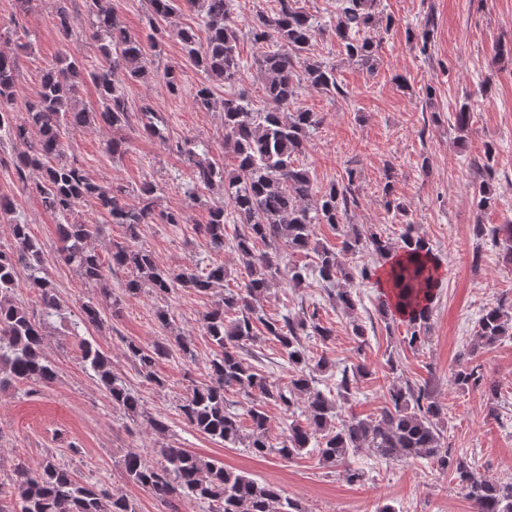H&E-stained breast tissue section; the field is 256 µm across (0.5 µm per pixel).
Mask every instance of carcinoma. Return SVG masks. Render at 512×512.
Segmentation results:
<instances>
[{
  "label": "carcinoma",
  "mask_w": 512,
  "mask_h": 512,
  "mask_svg": "<svg viewBox=\"0 0 512 512\" xmlns=\"http://www.w3.org/2000/svg\"><path fill=\"white\" fill-rule=\"evenodd\" d=\"M52 15L55 29L63 38L73 30L72 13L67 0H57ZM200 8L206 29L200 42L191 27L173 26L178 11L176 0H147L149 23L153 31L171 33L183 52L211 82L233 85L239 80L241 59L238 37L229 24L234 0H188ZM271 14L256 15L252 28L256 42L271 45L260 54L256 64L263 74L262 91L266 109L257 110L247 91L240 89L220 101L213 99L206 85L196 90L194 102L203 109L219 108L224 115V143L230 145L235 168L224 167L208 157L194 139L185 138L170 145L160 120L148 104L140 107L136 124L125 94L129 82H147L155 73L140 37L130 33L112 7V0H84L85 37L102 59L88 71L81 61L67 53L55 58L42 71L36 95L18 103V80L22 53L28 44L18 31L0 32V39L16 36V47L0 51V147L9 141L22 150L9 157L0 155V167L11 166L23 188L40 199L46 210L64 220L58 225L61 253L86 287L101 285L106 267L90 240L100 234V226L70 221L77 205L95 201L111 217L112 223L125 228V241L112 244L111 268L130 269L132 277L121 283L122 295L136 298L145 292L167 296L178 290L208 295L224 285L227 276L222 264L204 269L186 265L178 270L161 269L152 251L139 245L140 228L154 219L163 224H183L181 212L158 210V188L145 181L139 188L138 203L131 205L128 190L120 184L103 185L92 180L77 158L68 154L64 141L67 130L103 126L112 131L138 130L166 149H175L191 169L197 189L217 191L221 198L209 208L208 220L195 227L215 251L224 250V204L229 203L237 223L247 231L233 237L232 247L243 265L242 282L234 290L225 289L203 315V329L215 347L208 380L196 382L191 373L186 396L179 411L188 424L208 438L226 446L241 445L257 456L275 454L291 460L310 444L316 445L319 462L327 467L341 464L353 451L365 446L386 461L425 458L448 470L473 502L476 512H512V482H491L475 474V459L453 456L441 447L437 424L444 408L436 402L428 386L410 383L391 385L379 417L364 419L355 415L335 421L336 401L314 387L315 373L325 370L324 357L311 359L303 339L315 336L327 341L331 327L322 323L318 310L300 317L280 319L266 316L259 307L261 298L282 278L290 288H300L309 272L338 290L332 299L344 312L353 314L358 299L354 281L378 278L379 268L401 261L392 270L398 303L384 302L378 314L384 320L401 314L406 323L404 342L412 347L430 330L433 314L437 266L429 242L413 231L406 220L403 202L389 198L385 207L393 218L403 220L405 229L395 241L378 231H365L347 222L350 206L356 204V170H346V179L317 190L309 171L296 164L311 134L322 117L296 102L301 83L325 92H342L336 69L309 56L310 46L319 33L317 22L298 6V0H277ZM341 9L334 33L350 59L369 62L379 44L370 31L379 23L377 0H340ZM160 79L169 93L182 91L181 74L166 69ZM91 82L98 95V108L83 107L77 97L80 87ZM478 210L495 204L485 181L474 187ZM13 204L0 198V221L12 228V243L0 246V390L14 383L45 386L56 370L44 350L45 318L58 312L54 283L42 275L43 250L30 226L15 216ZM346 227L341 249L336 250L314 240V225ZM474 235L485 236L499 246L503 264L512 266V222L487 226L473 225ZM313 253L314 263H290L281 269L284 259L294 253ZM366 256L357 273L347 270L341 255ZM25 271L39 295L41 314L17 303L14 291L20 272ZM104 308L92 299L81 304L82 321L102 323ZM278 343L281 356L292 369L288 388L269 380L266 371L246 362L243 347L259 336ZM512 337V312L498 303L483 309L476 321L474 340L493 345ZM126 353L138 375L145 381L162 385L157 377V362L173 349L193 361L191 343L174 336V343L158 341L150 346L125 338ZM81 359L94 372L100 386L109 395L112 407L134 418L143 413V401L137 392L112 373L108 354L89 340L81 343ZM372 375L370 368L357 363L345 366L336 382V397L346 399L351 378ZM484 375L481 365L469 364L454 373V382L462 389L479 387ZM240 392L246 401L248 430H243L241 415L226 398L228 391ZM280 404L290 411L302 404L305 423L292 421L280 442H272L266 407ZM148 459L141 448H131L123 459L127 482L148 490L157 500L177 512L175 502L190 496L212 506L211 512H305L281 489L262 483L224 465L193 454L184 448L163 444L153 449ZM9 490L0 487V512H135L130 501L99 481L77 476L69 465L54 456L45 457L32 467L18 462Z\"/></svg>",
  "instance_id": "1"
}]
</instances>
